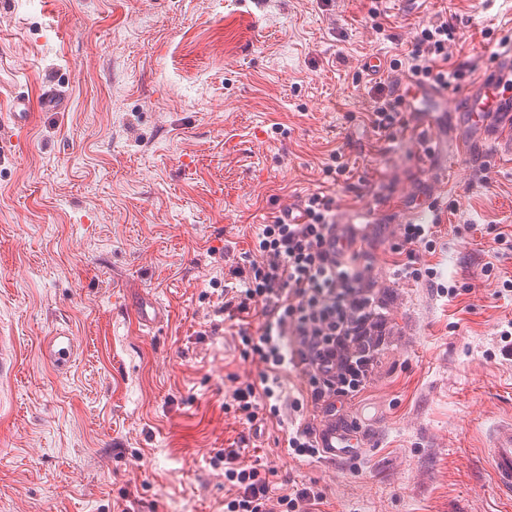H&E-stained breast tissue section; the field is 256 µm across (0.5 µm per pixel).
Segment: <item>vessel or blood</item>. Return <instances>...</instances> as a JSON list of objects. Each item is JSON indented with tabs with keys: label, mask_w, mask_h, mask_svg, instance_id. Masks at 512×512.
<instances>
[{
	"label": "vessel or blood",
	"mask_w": 512,
	"mask_h": 512,
	"mask_svg": "<svg viewBox=\"0 0 512 512\" xmlns=\"http://www.w3.org/2000/svg\"><path fill=\"white\" fill-rule=\"evenodd\" d=\"M404 104L407 111L432 115L447 109L445 93L432 89L417 90ZM456 113L467 125L483 132L495 125L507 124L508 134L495 138L493 145L512 154V43L497 53L490 73L461 95ZM39 352L52 371L63 376L74 366L78 342L69 332L58 331L43 341ZM317 441L330 460L352 452L348 439L332 426L319 430ZM489 456L497 492L512 499V424L499 432Z\"/></svg>",
	"instance_id": "1"
}]
</instances>
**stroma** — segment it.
Masks as SVG:
<instances>
[{"label":"stroma","mask_w":512,"mask_h":512,"mask_svg":"<svg viewBox=\"0 0 512 512\" xmlns=\"http://www.w3.org/2000/svg\"><path fill=\"white\" fill-rule=\"evenodd\" d=\"M441 15L470 81L512 40L498 0H0V113L21 95L35 114L0 147V337L17 360L0 512H224L213 459L240 437L279 477L317 481L326 512H512L488 458L512 423V156L449 166L468 137L453 113L433 154L413 113L379 134L375 88L397 97L410 77L360 66ZM47 87L63 107L42 108ZM336 150L340 177L323 171ZM320 191L356 229L382 326L366 388L313 422L348 425L355 454L301 461L286 426L225 411L263 365L220 308L256 226ZM434 191L436 276L397 277L401 226ZM142 295L160 325L127 313ZM59 330L81 338L65 377L38 356Z\"/></svg>","instance_id":"35a3bbf8"}]
</instances>
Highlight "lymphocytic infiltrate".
Returning a JSON list of instances; mask_svg holds the SVG:
<instances>
[{"instance_id": "1", "label": "lymphocytic infiltrate", "mask_w": 512, "mask_h": 512, "mask_svg": "<svg viewBox=\"0 0 512 512\" xmlns=\"http://www.w3.org/2000/svg\"><path fill=\"white\" fill-rule=\"evenodd\" d=\"M454 39L448 20L427 22L416 31L404 58L391 59L390 66L407 68L421 84L460 88L468 69L451 60L448 44ZM335 229L332 197L310 194L299 223L278 217L259 225L247 266L231 271L237 287L224 290L223 311L240 324L242 355L258 357L263 365L257 379L238 383L226 396L225 410L250 426L268 416H295L287 446L294 456L310 459L320 458L321 451L312 425L302 420L305 408L331 395L353 396L364 389L369 350L361 340L380 316L360 273L330 255L327 244ZM435 238L433 225H403L406 260L398 275L415 280L433 276L418 252L434 249ZM255 314L262 322L253 335L247 324ZM292 369L308 376L309 398L288 396L285 378ZM217 459L232 490L224 499V512H321L326 502L325 493L313 484L276 486V469L247 460L240 444H231Z\"/></svg>"}]
</instances>
